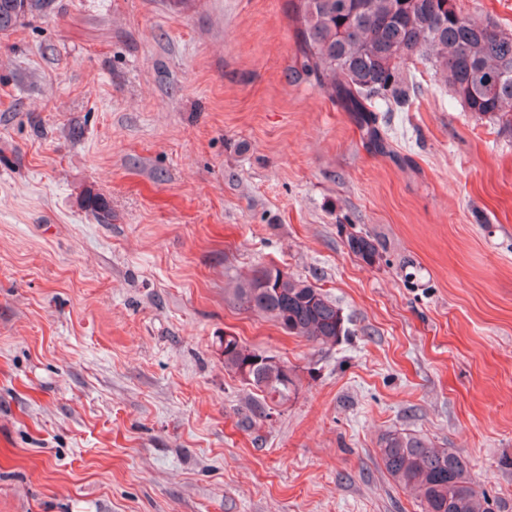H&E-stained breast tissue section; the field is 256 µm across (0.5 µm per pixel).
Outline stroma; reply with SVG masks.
I'll list each match as a JSON object with an SVG mask.
<instances>
[{"label": "stroma", "mask_w": 512, "mask_h": 512, "mask_svg": "<svg viewBox=\"0 0 512 512\" xmlns=\"http://www.w3.org/2000/svg\"><path fill=\"white\" fill-rule=\"evenodd\" d=\"M409 83L381 153L304 73L291 0H56L0 32V512H421L390 431L512 512V134ZM264 267L348 335L243 309ZM228 334L291 370L268 417ZM346 246L349 251L367 264H374L380 260V253L375 242L367 235L356 231L346 234Z\"/></svg>", "instance_id": "35a3bbf8"}]
</instances>
